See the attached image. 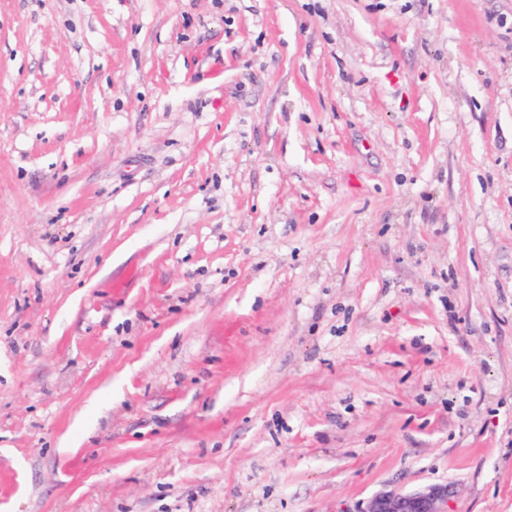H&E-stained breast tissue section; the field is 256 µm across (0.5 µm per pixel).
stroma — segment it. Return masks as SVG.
I'll return each instance as SVG.
<instances>
[{
  "label": "stroma",
  "instance_id": "stroma-1",
  "mask_svg": "<svg viewBox=\"0 0 512 512\" xmlns=\"http://www.w3.org/2000/svg\"><path fill=\"white\" fill-rule=\"evenodd\" d=\"M512 512V0H0V512ZM454 487L429 486L413 492L391 490L375 496L366 512H448Z\"/></svg>",
  "mask_w": 512,
  "mask_h": 512
}]
</instances>
